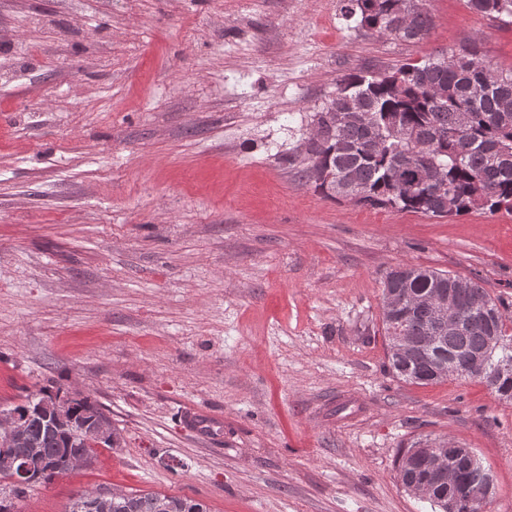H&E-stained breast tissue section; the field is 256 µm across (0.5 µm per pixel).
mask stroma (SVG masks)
<instances>
[{"label":"stroma","mask_w":512,"mask_h":512,"mask_svg":"<svg viewBox=\"0 0 512 512\" xmlns=\"http://www.w3.org/2000/svg\"><path fill=\"white\" fill-rule=\"evenodd\" d=\"M427 38L354 27L339 0H0V408L91 396L120 434L15 512L77 494L191 497L210 512H434L396 465L471 448L512 512V400L476 378L391 373L382 283L412 265L478 282L512 335V215L453 219L324 198L299 175L348 74L512 24L426 0ZM224 419L211 441L182 424ZM182 421L194 432L206 434L213 440H219L222 436V419L211 416L205 411L195 410L188 413H182Z\"/></svg>","instance_id":"stroma-1"}]
</instances>
